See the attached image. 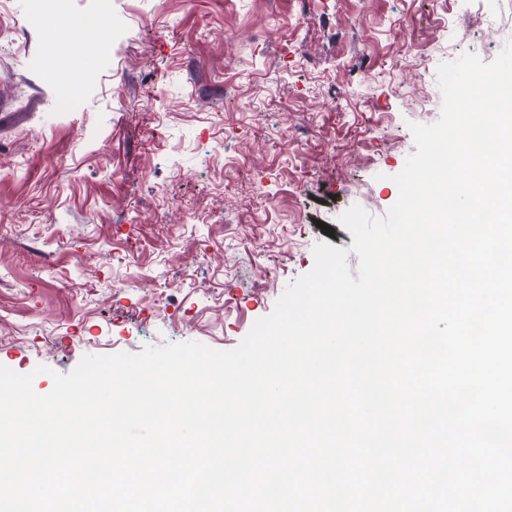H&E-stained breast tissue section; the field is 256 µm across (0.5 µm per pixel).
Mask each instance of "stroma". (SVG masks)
Listing matches in <instances>:
<instances>
[{
  "label": "stroma",
  "mask_w": 512,
  "mask_h": 512,
  "mask_svg": "<svg viewBox=\"0 0 512 512\" xmlns=\"http://www.w3.org/2000/svg\"><path fill=\"white\" fill-rule=\"evenodd\" d=\"M510 41L512 0H114L91 47L0 0V365L45 394L86 355L236 347L349 251L340 214L396 202L439 64Z\"/></svg>",
  "instance_id": "35a3bbf8"
}]
</instances>
